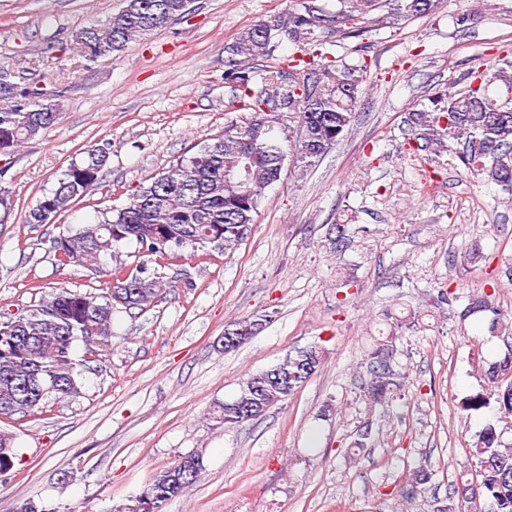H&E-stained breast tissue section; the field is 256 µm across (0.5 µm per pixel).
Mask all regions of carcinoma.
I'll use <instances>...</instances> for the list:
<instances>
[{
    "label": "carcinoma",
    "instance_id": "carcinoma-1",
    "mask_svg": "<svg viewBox=\"0 0 512 512\" xmlns=\"http://www.w3.org/2000/svg\"><path fill=\"white\" fill-rule=\"evenodd\" d=\"M395 19L427 16L438 0H392ZM192 0H124L102 29L76 34V50L95 62L121 53L152 31L165 28L186 15ZM382 0H338L332 10L325 0H292L288 9L271 14L243 28L224 45V84L232 92L231 105L253 113L243 126L231 124L224 137L196 155L170 165L140 188L130 203L96 224L53 242L57 261L98 267L101 256L125 242H136L147 257L166 259L175 251L224 250L247 238L264 198L265 190L281 179L283 156L293 164L311 165L347 132L366 89L362 87L367 65L325 64L320 47L334 37H360L383 19L374 16ZM288 42L295 51L286 66L266 61ZM475 87L428 98L429 106L408 113V132L419 150L441 153L453 142L461 149L456 158L471 174L512 189V108L498 102L494 85L512 91V73L485 69L474 76ZM45 92L34 91L29 80L0 68V151L12 154L26 141L52 127L59 112L43 102ZM288 113L296 127L275 129L274 121H262L261 105ZM110 143L71 164L48 193L32 208L26 222L47 224L72 202L87 195L103 177ZM114 287L104 295L63 289L28 313L0 320V415L23 416L41 408L46 400L80 394L79 363L73 344L82 341L87 350L112 336V316L125 310L150 307L167 285L132 271L121 262L112 266ZM418 315L396 317L392 334L376 340L367 356V401L383 404L401 391V375L394 369L397 332L415 326ZM323 359L322 347L311 345L286 357L276 366L292 378L294 395L316 372ZM485 376L490 395L505 415H512V350L493 362ZM52 391L41 395L36 382ZM287 400L271 383L270 371L253 374L239 393L213 411L226 427L246 419L240 411H252L254 420ZM15 435L0 430V473L15 464ZM470 454L479 461L478 495L491 503L490 512H512V448L500 443L496 429H482ZM200 461L194 455L180 457L153 477L134 499L149 504L150 512H162L166 503L187 491L196 481ZM432 472L426 467L409 473L400 491L407 498L425 495ZM476 495V496H478ZM471 496V500H476Z\"/></svg>",
    "mask_w": 512,
    "mask_h": 512
}]
</instances>
